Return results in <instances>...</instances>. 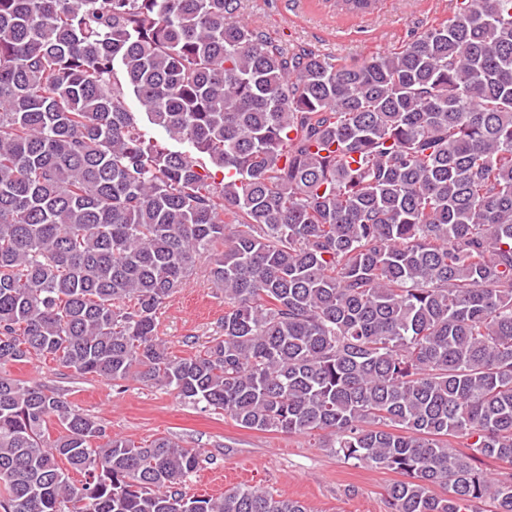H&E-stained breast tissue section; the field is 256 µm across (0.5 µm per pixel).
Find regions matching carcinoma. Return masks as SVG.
Masks as SVG:
<instances>
[{
	"mask_svg": "<svg viewBox=\"0 0 512 512\" xmlns=\"http://www.w3.org/2000/svg\"><path fill=\"white\" fill-rule=\"evenodd\" d=\"M240 10L0 0V364L321 431L405 476L390 512H512V0L353 65ZM202 258L224 335L181 356L157 315ZM203 462L0 376V512H308L189 495Z\"/></svg>",
	"mask_w": 512,
	"mask_h": 512,
	"instance_id": "carcinoma-1",
	"label": "carcinoma"
}]
</instances>
